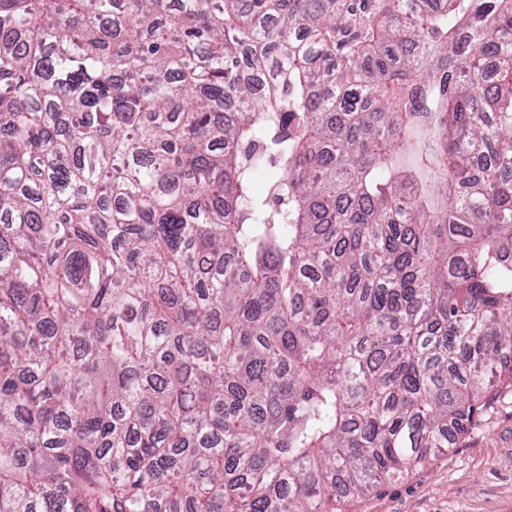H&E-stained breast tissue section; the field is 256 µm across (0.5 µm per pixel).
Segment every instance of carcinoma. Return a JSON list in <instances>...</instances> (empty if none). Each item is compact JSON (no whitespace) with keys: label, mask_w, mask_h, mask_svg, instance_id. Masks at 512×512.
<instances>
[{"label":"carcinoma","mask_w":512,"mask_h":512,"mask_svg":"<svg viewBox=\"0 0 512 512\" xmlns=\"http://www.w3.org/2000/svg\"><path fill=\"white\" fill-rule=\"evenodd\" d=\"M501 376L512 0H0V512H336Z\"/></svg>","instance_id":"1"}]
</instances>
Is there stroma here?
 I'll return each mask as SVG.
<instances>
[{"label": "stroma", "instance_id": "35a3bbf8", "mask_svg": "<svg viewBox=\"0 0 512 512\" xmlns=\"http://www.w3.org/2000/svg\"><path fill=\"white\" fill-rule=\"evenodd\" d=\"M345 512H512V385L495 383L467 432Z\"/></svg>", "mask_w": 512, "mask_h": 512}]
</instances>
